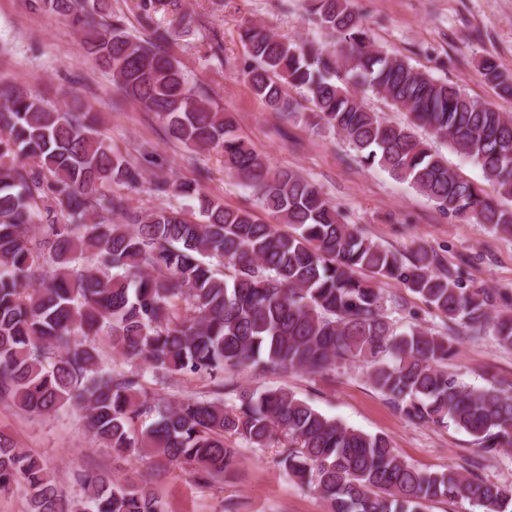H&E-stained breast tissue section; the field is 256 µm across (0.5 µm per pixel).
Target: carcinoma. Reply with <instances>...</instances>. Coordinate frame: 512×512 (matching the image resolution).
Returning <instances> with one entry per match:
<instances>
[{"label": "carcinoma", "mask_w": 512, "mask_h": 512, "mask_svg": "<svg viewBox=\"0 0 512 512\" xmlns=\"http://www.w3.org/2000/svg\"><path fill=\"white\" fill-rule=\"evenodd\" d=\"M26 2L68 18L115 94L154 113L169 138L220 153L270 220L172 176L151 191L185 206L131 208L119 190L140 187L146 170L101 137L90 108L78 100L57 107L1 83L0 402L34 417L68 408L98 446L161 460L203 487L224 486L241 450L276 446L279 468L328 512H426L456 500L474 512H512V483L463 466L420 470L388 436L330 418L286 386L232 378L245 368L323 374L359 363L408 421L452 425L473 438L477 456L495 455L512 448V387L466 385L448 360L460 328L512 349V315L492 311L512 296L470 288L425 247L409 257L385 247L302 173L272 166L164 52L188 29L156 26L152 15L161 5L179 9V0H140L147 39L130 33L112 0ZM309 12L336 49L260 24L240 32L253 95L286 118L311 104L317 124L362 166L408 184L451 218L512 238V113L376 47L350 0H309ZM478 72L512 97V76L495 59L481 58ZM360 88L405 121L368 109ZM431 139L477 165L496 196L448 165ZM384 280L438 312L443 330L423 326L415 311L407 329L397 327L383 309ZM186 375L202 386L167 400L162 391ZM73 482L76 496L0 431V492L23 490L28 512H165L143 481L84 468Z\"/></svg>", "instance_id": "obj_1"}]
</instances>
